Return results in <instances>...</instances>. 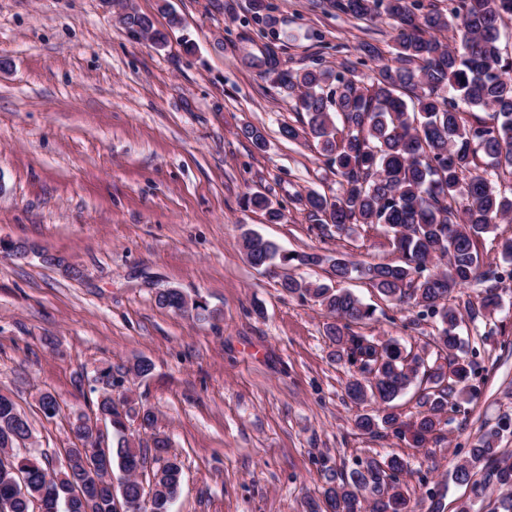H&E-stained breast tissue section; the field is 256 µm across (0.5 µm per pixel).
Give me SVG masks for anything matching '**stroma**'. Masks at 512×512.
Returning <instances> with one entry per match:
<instances>
[{"mask_svg": "<svg viewBox=\"0 0 512 512\" xmlns=\"http://www.w3.org/2000/svg\"><path fill=\"white\" fill-rule=\"evenodd\" d=\"M272 2L275 23L262 29L251 0H126L167 33L158 49L103 0H0V239L28 248L0 255V393L58 466L79 445L72 415L94 408L96 370L151 360L129 396L154 412L183 463L172 512H307L323 466L391 454L408 463L415 512H428L429 486L454 512L470 493L452 481L454 466L512 419V281L492 320L460 327L477 394L448 413L439 440L415 448L354 428L362 407L345 392L331 316L283 292L280 273L252 267L240 235L363 263L400 255L366 225L337 239L313 228L298 199L336 189L337 176L311 139L282 137L305 115L246 58L272 43L286 68L333 66L364 42L391 51L395 32L387 17L358 20L329 0ZM247 123L265 149L242 135ZM256 191L282 210L280 223L246 207ZM346 287L375 310L360 333L433 352L434 321L412 326L365 281ZM165 288L205 302L213 318L159 308ZM44 392L60 405L51 419L38 406Z\"/></svg>", "mask_w": 512, "mask_h": 512, "instance_id": "35a3bbf8", "label": "stroma"}]
</instances>
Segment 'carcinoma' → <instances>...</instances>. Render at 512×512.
I'll list each match as a JSON object with an SVG mask.
<instances>
[{
	"label": "carcinoma",
	"mask_w": 512,
	"mask_h": 512,
	"mask_svg": "<svg viewBox=\"0 0 512 512\" xmlns=\"http://www.w3.org/2000/svg\"><path fill=\"white\" fill-rule=\"evenodd\" d=\"M330 2L359 20L382 13L392 18L394 57L389 60L377 46L362 44L361 52L376 62V69L361 79L347 76L354 69L348 60L339 70L323 63L284 69L268 47L249 56L248 65L307 116L303 129L285 125L282 135L312 138L339 177L336 195L310 191L299 198L319 234L331 238L359 225L378 228L391 237L402 263L361 265L315 252L286 253L254 232L243 233L240 248L250 264L269 268L327 263L337 282L355 274L386 300L415 309L413 324L431 319L438 325L436 362L430 365L396 339L353 331L352 325L372 319L374 310L351 291L290 275L281 279L285 292L311 298L336 319L326 326V335L336 346V360L351 370L346 394L359 404L376 405L374 412L356 415L354 427L374 436L383 428L423 448L440 431L448 409L458 411L476 395L469 384L474 362L457 333L459 323L492 319L502 308L501 284L512 279V237L500 242L499 262H487L479 252L483 235L512 217V195L492 179L502 172L512 176V55L501 45V28L512 19V0H448L446 15L425 10L422 0ZM122 22L165 46L166 35L147 17L132 12ZM246 203L271 222L284 218L260 191ZM433 260L446 262L447 268L426 271ZM456 293L459 302L452 306ZM156 303L171 312L190 305L181 294L164 290ZM102 375L110 382L101 388L95 407L96 413L112 417L110 467L136 475L130 491L147 487L143 494L151 496L153 512H170L181 487V460L155 432L151 410L129 404L124 413L117 411L112 388L121 380L112 378L110 370ZM416 381L420 411L407 423L392 402ZM135 417L153 437L151 469L146 467L147 449L128 433L127 423ZM511 427L506 420L483 435L453 469L459 484L501 489L491 512H512V458L494 448L499 432ZM29 434L27 418L11 398L0 395V448L14 450L13 461H0V501L9 502L8 512H113L112 495L98 489L103 474L84 465L85 447L69 449L67 464L55 470L36 450L17 452L19 440ZM479 472L480 481L475 479ZM406 473L407 463L398 456L368 458L348 472L327 467L323 501L308 507L310 512H413L402 487ZM22 481L26 494L20 496L16 485ZM76 487L82 496L73 495Z\"/></svg>",
	"instance_id": "obj_1"
}]
</instances>
